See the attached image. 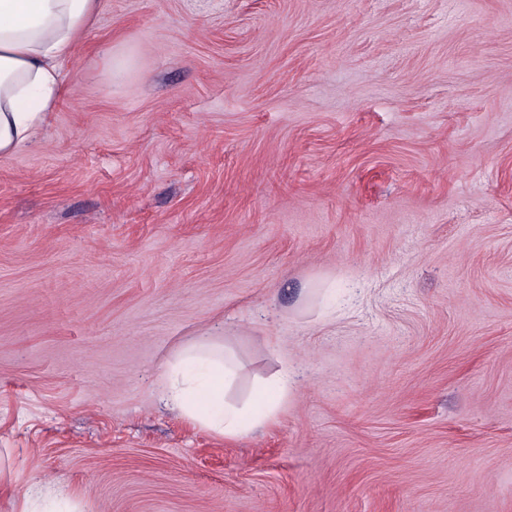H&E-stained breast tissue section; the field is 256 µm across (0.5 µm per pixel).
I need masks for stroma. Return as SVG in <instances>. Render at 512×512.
Segmentation results:
<instances>
[{
    "label": "stroma",
    "mask_w": 512,
    "mask_h": 512,
    "mask_svg": "<svg viewBox=\"0 0 512 512\" xmlns=\"http://www.w3.org/2000/svg\"><path fill=\"white\" fill-rule=\"evenodd\" d=\"M66 81L0 156V512H512V0H103ZM204 337L294 369L261 429L167 404Z\"/></svg>",
    "instance_id": "stroma-1"
}]
</instances>
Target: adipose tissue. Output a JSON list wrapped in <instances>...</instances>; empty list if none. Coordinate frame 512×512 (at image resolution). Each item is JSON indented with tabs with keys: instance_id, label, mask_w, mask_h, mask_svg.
Listing matches in <instances>:
<instances>
[{
	"instance_id": "adipose-tissue-1",
	"label": "adipose tissue",
	"mask_w": 512,
	"mask_h": 512,
	"mask_svg": "<svg viewBox=\"0 0 512 512\" xmlns=\"http://www.w3.org/2000/svg\"><path fill=\"white\" fill-rule=\"evenodd\" d=\"M101 10L102 0H0V155L28 142L64 96V68ZM236 375L229 352L203 341L165 368V388L186 415L218 434L238 436L272 418L294 373L283 369L246 401H225Z\"/></svg>"
}]
</instances>
